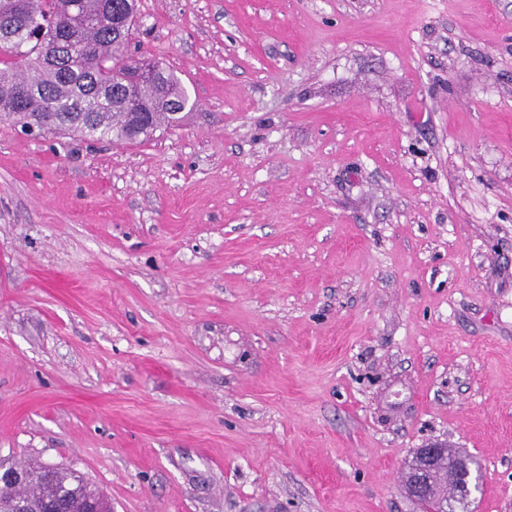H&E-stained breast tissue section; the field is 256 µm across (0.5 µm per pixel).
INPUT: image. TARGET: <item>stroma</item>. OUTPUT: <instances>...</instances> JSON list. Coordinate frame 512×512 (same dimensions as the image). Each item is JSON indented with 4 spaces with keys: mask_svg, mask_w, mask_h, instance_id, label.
<instances>
[{
    "mask_svg": "<svg viewBox=\"0 0 512 512\" xmlns=\"http://www.w3.org/2000/svg\"><path fill=\"white\" fill-rule=\"evenodd\" d=\"M191 111L0 123V463L112 512H512V0H138ZM447 445L434 443L418 448L408 465V471L414 474L415 483L412 488V496L420 502L429 500L427 484L431 483L433 465L439 455L441 448ZM469 459L454 448H448L447 457L435 466L433 482L430 485V492L440 502L452 504L453 508L447 512H467L465 507L470 488L468 486ZM469 468V469H468ZM448 485L450 490H448ZM461 509V510H458Z\"/></svg>",
    "mask_w": 512,
    "mask_h": 512,
    "instance_id": "1",
    "label": "stroma"
}]
</instances>
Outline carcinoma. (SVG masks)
<instances>
[{"label":"carcinoma","instance_id":"obj_1","mask_svg":"<svg viewBox=\"0 0 512 512\" xmlns=\"http://www.w3.org/2000/svg\"><path fill=\"white\" fill-rule=\"evenodd\" d=\"M135 17L136 0H0V122L113 142L148 139L178 122L189 103L179 77L127 56ZM50 46L58 48L54 64ZM26 472L23 485H0V512L20 503L34 512L51 498L76 512L92 492L69 469L49 476L40 464ZM468 476V458L450 448L430 492L452 504L450 512H467Z\"/></svg>","mask_w":512,"mask_h":512}]
</instances>
